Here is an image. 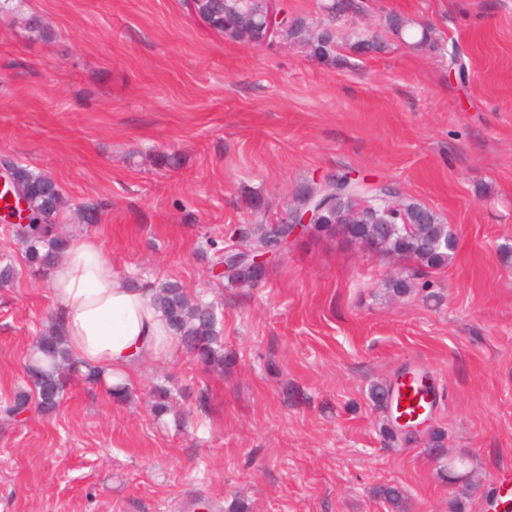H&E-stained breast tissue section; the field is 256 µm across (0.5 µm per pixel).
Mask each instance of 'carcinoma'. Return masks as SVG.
Wrapping results in <instances>:
<instances>
[{
    "label": "carcinoma",
    "instance_id": "obj_1",
    "mask_svg": "<svg viewBox=\"0 0 512 512\" xmlns=\"http://www.w3.org/2000/svg\"><path fill=\"white\" fill-rule=\"evenodd\" d=\"M325 8L331 16L364 12L362 0H330ZM199 9L214 29L235 41L241 40L244 27L258 32L266 21L264 0H199ZM278 26L282 30V40L299 44L318 61L332 65L339 61L336 32L331 25L325 24L315 32L305 18L284 12ZM386 26L411 49L435 47L433 31L423 23L392 14L386 18ZM387 49L388 44L375 36L361 38L355 34L350 44V51L358 55L381 54ZM16 173L22 184L35 188L32 205L42 220L40 224L19 228L16 241L24 249L29 264L48 271L61 259L67 246V239L57 225L58 217L66 210L63 193L54 180L26 165L16 166ZM356 184L357 181L350 179L347 173L336 176V180L329 183L338 191V195L329 196L336 212L351 214L354 223L340 224L332 218L318 225L315 233L338 235L353 244V231L363 235L377 232L382 249L389 256L408 259L419 268L431 270L448 264L455 251V236L450 225L442 223L435 211L401 195L388 196L384 188L368 184L362 186L366 199L359 202L345 194ZM281 230L280 224H259L242 233L237 246L259 251L272 243ZM265 276L264 268L248 269L231 263L223 278L231 287L253 288ZM152 302L163 310L183 351L193 360L207 368L220 370L234 363L232 356L224 355L219 342V313L212 303L189 295L177 282L155 286ZM31 356L40 358L41 363L32 361L27 367L30 392L15 395L13 402L5 408L9 417L21 415L33 406L43 414H51L74 379L98 382V372L83 370L72 359L64 333L55 321L37 337ZM152 398L154 416L159 420L169 410L170 390L158 385Z\"/></svg>",
    "mask_w": 512,
    "mask_h": 512
}]
</instances>
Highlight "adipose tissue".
<instances>
[{
    "mask_svg": "<svg viewBox=\"0 0 512 512\" xmlns=\"http://www.w3.org/2000/svg\"><path fill=\"white\" fill-rule=\"evenodd\" d=\"M55 319L71 356L101 372L104 389L125 386L144 367L180 350L151 288L130 287L93 235L70 240L50 274Z\"/></svg>",
    "mask_w": 512,
    "mask_h": 512,
    "instance_id": "obj_1",
    "label": "adipose tissue"
}]
</instances>
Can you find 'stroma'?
Instances as JSON below:
<instances>
[{
	"label": "stroma",
	"instance_id": "1",
	"mask_svg": "<svg viewBox=\"0 0 512 512\" xmlns=\"http://www.w3.org/2000/svg\"><path fill=\"white\" fill-rule=\"evenodd\" d=\"M338 36L429 23L434 50L393 41L341 64L302 47L211 33L186 0H19L0 14V159L52 177L99 221L114 270L181 283L222 313L233 366L185 353L147 366L126 401L74 381L55 412L0 419V512H489L512 479V0H365ZM38 15L50 37L25 24ZM458 49L467 68L450 64ZM174 155L177 168L162 165ZM355 170L452 225L447 266L394 269L330 236L304 237L250 289L211 273L215 250L269 222L311 181ZM55 312L48 276L0 288V408L27 390ZM413 366L442 400L429 421L469 460L448 481L427 441L392 445L369 399ZM172 391L155 421L151 391Z\"/></svg>",
	"mask_w": 512,
	"mask_h": 512
}]
</instances>
